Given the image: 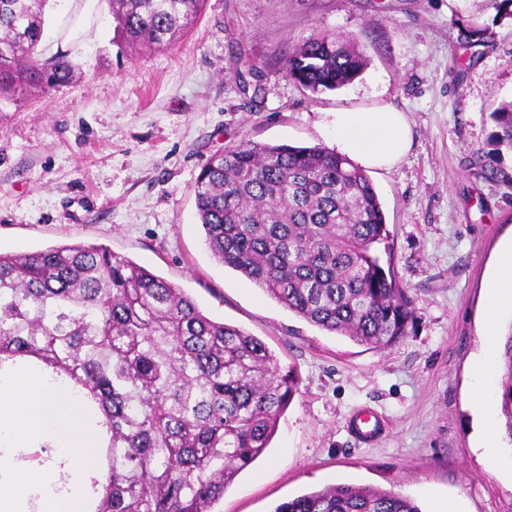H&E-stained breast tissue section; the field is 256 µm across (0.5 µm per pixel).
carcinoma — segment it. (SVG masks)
<instances>
[{"instance_id":"carcinoma-1","label":"carcinoma","mask_w":512,"mask_h":512,"mask_svg":"<svg viewBox=\"0 0 512 512\" xmlns=\"http://www.w3.org/2000/svg\"><path fill=\"white\" fill-rule=\"evenodd\" d=\"M48 0H0V93L71 78L64 54L36 48ZM207 0H111L130 40L168 46ZM355 43L317 34L296 44L287 77L320 94L360 76ZM496 150L512 151V102L493 113ZM195 203L213 256L319 329L370 349L413 322L407 289L376 246L389 238L364 171L323 146L244 140L206 163ZM499 418L512 445V331L504 336ZM36 368L101 429L106 466L87 512H212L269 447L298 391L259 338L208 317L182 289L102 245L0 253V371ZM273 512H422L390 491L337 484Z\"/></svg>"}]
</instances>
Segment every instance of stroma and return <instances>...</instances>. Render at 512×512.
Returning a JSON list of instances; mask_svg holds the SVG:
<instances>
[{
	"label": "stroma",
	"mask_w": 512,
	"mask_h": 512,
	"mask_svg": "<svg viewBox=\"0 0 512 512\" xmlns=\"http://www.w3.org/2000/svg\"><path fill=\"white\" fill-rule=\"evenodd\" d=\"M481 26L469 43L460 24ZM353 38L364 73L313 94L284 75L294 45ZM42 58L71 80L0 100V252L104 245L173 283L210 317L262 339L300 384L267 452L213 512H273L337 483L415 500L423 512H512V446H481L472 367L487 278L512 238V151L493 153V112L512 100V6L494 0H208L165 49L126 41L109 0H49ZM245 61L233 65L234 56ZM405 112L409 152L367 175L415 323L373 350L326 333L218 263L194 185L209 158L252 140L334 147L339 109ZM388 427L358 443L350 415Z\"/></svg>",
	"instance_id": "stroma-1"
}]
</instances>
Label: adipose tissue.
Segmentation results:
<instances>
[{"label":"adipose tissue","mask_w":512,"mask_h":512,"mask_svg":"<svg viewBox=\"0 0 512 512\" xmlns=\"http://www.w3.org/2000/svg\"><path fill=\"white\" fill-rule=\"evenodd\" d=\"M327 126L336 140L337 151L366 168L389 169L411 146L406 116L389 106L368 112L339 111L332 114ZM505 308L512 309V240L501 246L486 283V347L474 367L479 377L488 378L493 373L497 352L494 336L499 314Z\"/></svg>","instance_id":"1"}]
</instances>
